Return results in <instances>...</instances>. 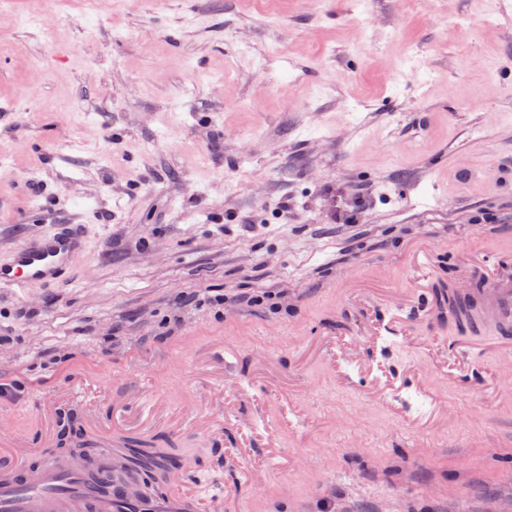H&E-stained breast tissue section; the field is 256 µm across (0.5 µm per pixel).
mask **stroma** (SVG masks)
I'll return each instance as SVG.
<instances>
[{"label":"stroma","mask_w":512,"mask_h":512,"mask_svg":"<svg viewBox=\"0 0 512 512\" xmlns=\"http://www.w3.org/2000/svg\"><path fill=\"white\" fill-rule=\"evenodd\" d=\"M47 224L88 247L0 286V383L29 410L78 379L55 434L127 409L224 512H512V368L435 362L449 293L487 271L475 243H512V0H11L0 258ZM426 245L430 311L376 358L445 403L429 430L333 368L379 316L374 269L409 286Z\"/></svg>","instance_id":"35a3bbf8"}]
</instances>
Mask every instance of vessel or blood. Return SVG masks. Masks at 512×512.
Instances as JSON below:
<instances>
[{"mask_svg":"<svg viewBox=\"0 0 512 512\" xmlns=\"http://www.w3.org/2000/svg\"><path fill=\"white\" fill-rule=\"evenodd\" d=\"M86 247L85 225H48L0 261V285L23 291L53 283ZM509 256L512 251H499L482 285L465 288L462 296L474 302L469 313L476 330H491L497 349L512 355V275L500 270L502 259ZM414 267L412 288L387 306V326L372 327V347L397 334L404 315L413 309L417 289L430 279L432 250L418 252ZM45 443V427L28 428L22 414L8 417L0 411V512H199L198 495L185 487L181 475L170 474L163 484L142 486L135 494L117 482L102 487L79 460L44 453Z\"/></svg>","mask_w":512,"mask_h":512,"instance_id":"vessel-or-blood-1","label":"vessel or blood"}]
</instances>
